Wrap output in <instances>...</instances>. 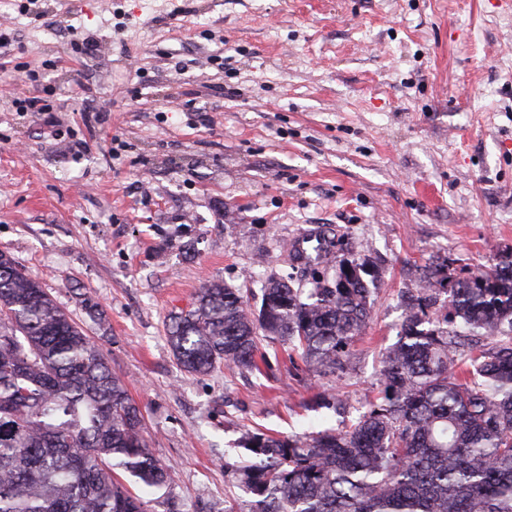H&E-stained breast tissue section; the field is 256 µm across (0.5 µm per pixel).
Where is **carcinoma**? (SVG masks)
I'll return each mask as SVG.
<instances>
[{
  "label": "carcinoma",
  "mask_w": 512,
  "mask_h": 512,
  "mask_svg": "<svg viewBox=\"0 0 512 512\" xmlns=\"http://www.w3.org/2000/svg\"><path fill=\"white\" fill-rule=\"evenodd\" d=\"M290 261L309 287L268 278L255 304L206 282L168 326L178 365L191 375L257 370L265 338L310 371L341 367L370 318L381 265L347 252L327 278L318 261ZM402 303L380 397L348 429H243L249 512H512V250L466 275L432 262ZM468 336L492 345L462 352ZM119 472L147 495L171 482L100 347L0 251V512H147Z\"/></svg>",
  "instance_id": "carcinoma-1"
}]
</instances>
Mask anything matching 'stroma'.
<instances>
[{
	"instance_id": "1",
	"label": "stroma",
	"mask_w": 512,
	"mask_h": 512,
	"mask_svg": "<svg viewBox=\"0 0 512 512\" xmlns=\"http://www.w3.org/2000/svg\"><path fill=\"white\" fill-rule=\"evenodd\" d=\"M0 0V81L58 109V138L0 101V250L102 349L172 474L179 512L249 497L242 427L351 425L378 391L419 270L512 249V0ZM95 41L93 54L76 50ZM87 150L73 154L72 142ZM318 228L382 264L346 371L261 342L260 370L177 364L166 324L206 281L291 275ZM97 303V321L83 305ZM340 409L310 410L316 395Z\"/></svg>"
}]
</instances>
